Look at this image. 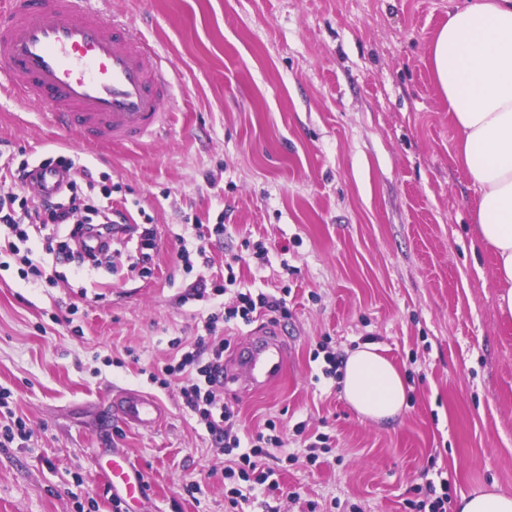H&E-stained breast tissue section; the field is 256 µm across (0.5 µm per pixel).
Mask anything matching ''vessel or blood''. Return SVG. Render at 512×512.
<instances>
[{
    "instance_id": "vessel-or-blood-1",
    "label": "vessel or blood",
    "mask_w": 512,
    "mask_h": 512,
    "mask_svg": "<svg viewBox=\"0 0 512 512\" xmlns=\"http://www.w3.org/2000/svg\"><path fill=\"white\" fill-rule=\"evenodd\" d=\"M104 0H0V93L48 107L50 126L77 131L84 147H135L168 124L173 79L137 29L101 9ZM70 177L57 166L35 167L37 197L59 194ZM275 326L255 330L232 376L241 392L264 389L280 376L285 348ZM116 417L152 430L160 402L126 390L112 400ZM102 473L129 501L147 485L128 457L112 451Z\"/></svg>"
}]
</instances>
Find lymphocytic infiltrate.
Here are the masks:
<instances>
[{
    "label": "lymphocytic infiltrate",
    "mask_w": 512,
    "mask_h": 512,
    "mask_svg": "<svg viewBox=\"0 0 512 512\" xmlns=\"http://www.w3.org/2000/svg\"><path fill=\"white\" fill-rule=\"evenodd\" d=\"M82 174L85 189H78L76 183L71 182L54 199L36 202L26 195L29 165L21 163L15 191L0 197V225L8 234L23 241L33 232L51 242L61 236L73 239L87 231H96L108 242L126 246L128 273L151 276V252L157 238L154 225L134 223L128 210L114 206L111 191L95 195L97 181L90 168H83ZM228 285L234 288L233 305L223 313L207 316L205 336L198 338L190 349H183L181 341H173V349L180 352L179 360L151 373L150 379L166 388L172 378H183L181 393L186 408L199 416L225 454L235 457L233 467L227 468L225 473L226 478L233 481L228 499L235 506L242 501L274 496L278 485L271 479L272 469L265 467L262 460L270 449L283 447L284 442L276 434L260 432L242 436L235 431L234 411L219 394L224 380V350L229 345L228 340L221 337L219 326L239 321L248 324L261 313L284 317L288 308L285 298L237 288L236 276L232 273L222 285L198 282L195 294L200 298L210 292L220 295Z\"/></svg>",
    "instance_id": "f902f5d3"
}]
</instances>
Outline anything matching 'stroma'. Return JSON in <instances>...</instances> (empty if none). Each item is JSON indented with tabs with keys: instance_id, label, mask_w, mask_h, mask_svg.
Here are the masks:
<instances>
[{
	"instance_id": "35a3bbf8",
	"label": "stroma",
	"mask_w": 512,
	"mask_h": 512,
	"mask_svg": "<svg viewBox=\"0 0 512 512\" xmlns=\"http://www.w3.org/2000/svg\"><path fill=\"white\" fill-rule=\"evenodd\" d=\"M450 0H109L175 64L167 132L140 147L85 149L51 130L38 103L0 95V195L21 160L78 156L114 202L159 233L154 274L126 259L78 277L57 266L33 288L0 237V427L31 437L0 447V512H115L100 476L124 451L148 496L135 512H262L231 507L225 455L185 408L178 384L150 371L171 343L203 335L213 302L201 280L288 290L282 380L223 390L235 426L267 423L291 460L268 459L281 512H410L447 478V512L491 485L512 491V321L497 312L494 256L478 240V190L455 162L457 135L431 66ZM223 224L209 263L185 266L194 225ZM264 243L269 263L226 270L224 253ZM380 347L400 370L406 406L360 417L342 382L322 377L320 343ZM154 395L163 421L124 425L112 398ZM304 432H297V424ZM329 438L309 461L304 438Z\"/></svg>"
}]
</instances>
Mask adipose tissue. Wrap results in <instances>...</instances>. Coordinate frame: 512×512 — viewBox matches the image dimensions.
Segmentation results:
<instances>
[{
	"label": "adipose tissue",
	"instance_id": "ef3b65f1",
	"mask_svg": "<svg viewBox=\"0 0 512 512\" xmlns=\"http://www.w3.org/2000/svg\"><path fill=\"white\" fill-rule=\"evenodd\" d=\"M435 81L459 137L456 161L480 192L479 241L496 257L498 312L512 317V0H467L453 7L435 36ZM347 402L383 421L406 402L397 368L366 343L350 351L342 378Z\"/></svg>",
	"mask_w": 512,
	"mask_h": 512
}]
</instances>
